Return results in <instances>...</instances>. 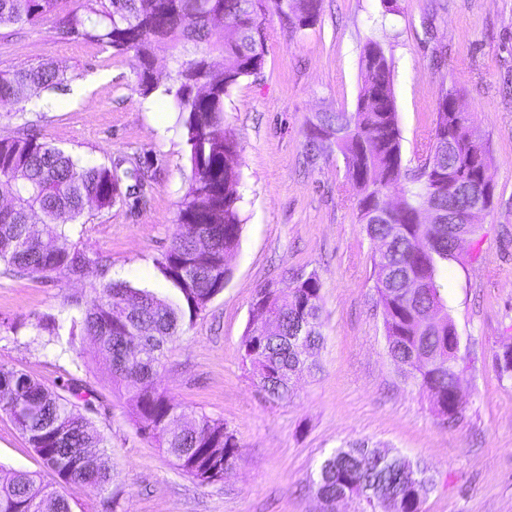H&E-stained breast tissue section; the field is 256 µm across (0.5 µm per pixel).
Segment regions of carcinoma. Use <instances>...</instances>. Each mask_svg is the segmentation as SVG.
<instances>
[{"label":"carcinoma","instance_id":"obj_1","mask_svg":"<svg viewBox=\"0 0 512 512\" xmlns=\"http://www.w3.org/2000/svg\"><path fill=\"white\" fill-rule=\"evenodd\" d=\"M88 24L77 10L58 8L59 0H0V27L34 24L46 15L64 37L82 38L114 55L133 53L142 96L161 92L180 115L192 177L181 202L178 233L156 263L169 285L158 294L126 281L104 280L94 288L91 306L66 321L47 316L38 327L47 343L77 352L89 341L102 357V373L125 404L141 435L154 440L174 459L181 472L201 484L224 478V465L240 457V445L224 421L203 413L178 411L179 434L167 432L172 399L158 392L152 380L164 366L170 346L183 326L205 311L224 289L231 271L224 256L238 246L242 230L239 203L240 171L237 141L224 126V98L229 89L263 64L264 45L255 41L259 16L272 8L284 24L314 26L322 0H93ZM170 64V83L154 78L158 56ZM361 87L355 110L328 113L311 128L309 143L337 134L346 176L355 192L360 223L369 239H384V256H372L373 276L381 308L387 351L403 377L427 392L437 415L450 426L464 416L461 394L448 360V336L457 333L441 294L448 261L456 257L448 225L466 205L467 193L448 192V184L427 170L417 174L402 161L391 63L379 43L370 41L360 57ZM64 81L63 73L39 64L0 73V103L24 113L22 94L38 95ZM423 153L450 173L472 175L489 168L490 154L469 126L465 113L453 115L438 102ZM109 166L83 164L66 150L41 142L24 122L0 137V189L10 197L0 205V265L6 272L25 273L43 281L59 276L82 279L92 263L87 252L70 241L86 208H110L121 197L120 182L140 194L150 184L149 169L139 162ZM395 193L401 206L379 208L382 196ZM209 230L211 247L199 250L193 240ZM419 287L411 290L405 283ZM259 305L274 313L277 326L269 333L250 323L241 341L264 397L286 403L293 396L292 377L307 368L308 356L324 343L321 287L310 273L296 286L262 288ZM0 412L27 437L44 466L57 477L45 484L36 475L16 471L0 480V512H71L57 486L83 482L105 489L112 481L104 437L75 412V405L5 363H0ZM432 485L427 470L401 454H379L360 441L341 446L320 464L313 482L326 512L341 495L355 503L354 512H421L422 499L409 480ZM365 486L371 499L355 492Z\"/></svg>","mask_w":512,"mask_h":512}]
</instances>
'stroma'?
Listing matches in <instances>:
<instances>
[{"label": "stroma", "instance_id": "1", "mask_svg": "<svg viewBox=\"0 0 512 512\" xmlns=\"http://www.w3.org/2000/svg\"><path fill=\"white\" fill-rule=\"evenodd\" d=\"M264 63L224 99L241 172L240 243L223 291L185 327L154 380L174 403L224 420L240 457L224 479L202 485L139 434L102 376L95 345L60 353L35 334L37 317L66 318L71 300L90 305L100 278L164 290L155 268L176 231L191 178L178 115L167 97H142L131 55L61 38L51 17L0 28V72L55 64L60 89L26 101L24 116L0 108V135L22 121L40 140L81 161L134 158L156 179L148 202L88 209L78 244L96 259L84 280L42 282L0 273V363L60 394L83 388L77 410L105 439L107 490L62 485L72 512H321L313 482L322 460L365 440L427 468L434 487L422 512H512V378L497 360L512 345V0H322L314 27L290 33L273 11L261 18ZM377 41L392 63L403 164L415 168L441 93L458 102L490 148L493 205L448 263L442 294L461 339L459 372L468 400L456 426L388 355L372 279L376 249L358 218L342 155L330 140L309 145L312 123L354 111L360 54ZM321 284L325 343L296 380L291 401L273 404L242 360L257 313L256 292L288 288L296 273ZM54 482L27 438L0 413V474Z\"/></svg>", "mask_w": 512, "mask_h": 512}]
</instances>
